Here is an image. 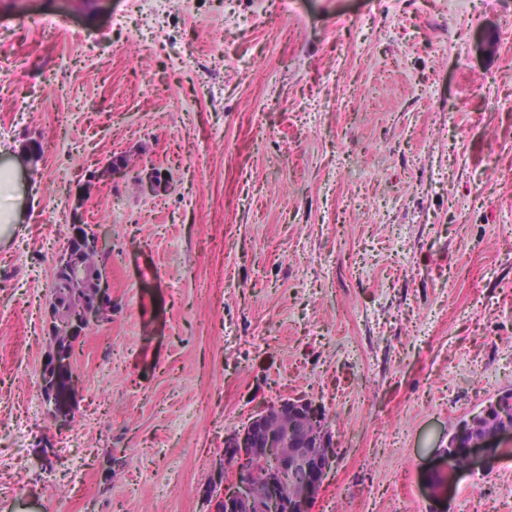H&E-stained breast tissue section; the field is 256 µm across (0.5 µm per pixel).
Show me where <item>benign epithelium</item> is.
<instances>
[{
    "instance_id": "obj_1",
    "label": "benign epithelium",
    "mask_w": 512,
    "mask_h": 512,
    "mask_svg": "<svg viewBox=\"0 0 512 512\" xmlns=\"http://www.w3.org/2000/svg\"><path fill=\"white\" fill-rule=\"evenodd\" d=\"M86 237L98 255L112 252V232L105 224L74 226L73 237ZM55 277L85 294L79 312L56 306L48 310V329L73 335L83 326L106 319L111 295L105 265L84 260L72 245L57 258ZM497 417V425L465 447L467 459L504 434L512 435V399H501L483 409L482 416ZM331 431L305 400L287 401L253 415L240 432L224 441V471L215 481V512H312V504L336 462ZM269 460L272 468L256 485L251 472Z\"/></svg>"
}]
</instances>
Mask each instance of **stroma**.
<instances>
[{
  "label": "stroma",
  "instance_id": "1",
  "mask_svg": "<svg viewBox=\"0 0 512 512\" xmlns=\"http://www.w3.org/2000/svg\"><path fill=\"white\" fill-rule=\"evenodd\" d=\"M135 2L0 0V512H212L225 436L289 399L338 450L314 512H512L511 435L446 453L512 393V0ZM76 214L112 312L61 421Z\"/></svg>",
  "mask_w": 512,
  "mask_h": 512
}]
</instances>
